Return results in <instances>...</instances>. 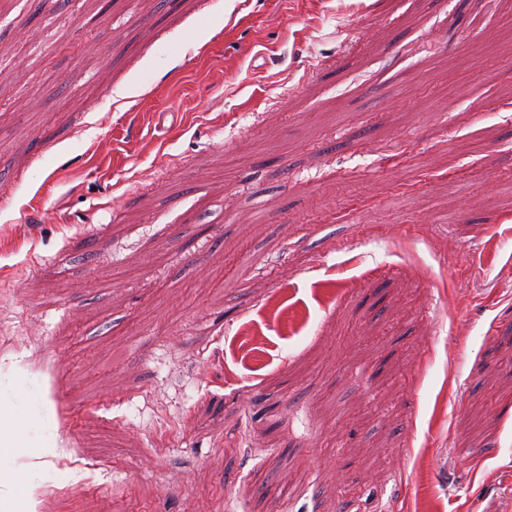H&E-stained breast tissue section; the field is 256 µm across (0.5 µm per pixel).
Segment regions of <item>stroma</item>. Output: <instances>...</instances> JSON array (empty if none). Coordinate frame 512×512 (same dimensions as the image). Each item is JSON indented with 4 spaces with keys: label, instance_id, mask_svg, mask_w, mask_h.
Returning <instances> with one entry per match:
<instances>
[{
    "label": "stroma",
    "instance_id": "obj_1",
    "mask_svg": "<svg viewBox=\"0 0 512 512\" xmlns=\"http://www.w3.org/2000/svg\"><path fill=\"white\" fill-rule=\"evenodd\" d=\"M0 44L37 512H512L501 0H0Z\"/></svg>",
    "mask_w": 512,
    "mask_h": 512
}]
</instances>
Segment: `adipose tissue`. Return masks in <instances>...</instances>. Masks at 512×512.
<instances>
[{
  "mask_svg": "<svg viewBox=\"0 0 512 512\" xmlns=\"http://www.w3.org/2000/svg\"><path fill=\"white\" fill-rule=\"evenodd\" d=\"M26 421L21 409L0 405V512H36L34 486L14 476L12 460L27 447Z\"/></svg>",
  "mask_w": 512,
  "mask_h": 512,
  "instance_id": "obj_1",
  "label": "adipose tissue"
}]
</instances>
